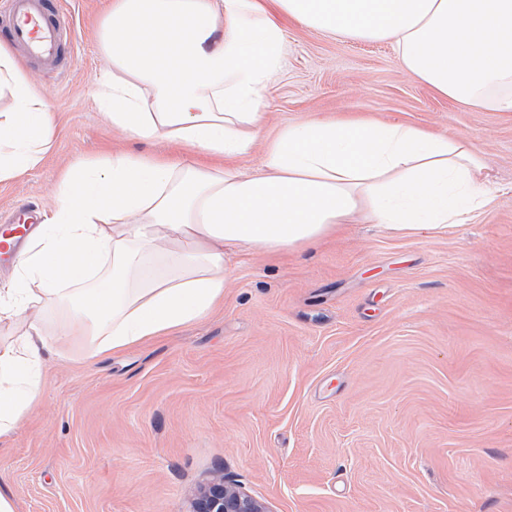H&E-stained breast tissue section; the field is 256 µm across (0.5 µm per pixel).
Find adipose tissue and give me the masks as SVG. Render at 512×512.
I'll return each mask as SVG.
<instances>
[{
	"label": "adipose tissue",
	"instance_id": "obj_1",
	"mask_svg": "<svg viewBox=\"0 0 512 512\" xmlns=\"http://www.w3.org/2000/svg\"><path fill=\"white\" fill-rule=\"evenodd\" d=\"M346 40L391 41L405 72L452 102L512 112V0H112L102 93L129 138L174 146L76 165L15 261L0 322V438L41 393L57 337L90 356L210 315L231 256L301 252L364 219L435 233L494 200L471 135L361 116L309 118L264 137L261 96L282 66L280 17ZM0 181L36 168L53 114L0 43ZM265 140L264 162L235 159Z\"/></svg>",
	"mask_w": 512,
	"mask_h": 512
}]
</instances>
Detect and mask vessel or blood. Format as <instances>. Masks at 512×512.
Segmentation results:
<instances>
[{
	"label": "vessel or blood",
	"mask_w": 512,
	"mask_h": 512,
	"mask_svg": "<svg viewBox=\"0 0 512 512\" xmlns=\"http://www.w3.org/2000/svg\"><path fill=\"white\" fill-rule=\"evenodd\" d=\"M65 21L49 0H11L7 32L10 40L29 57L50 70L67 69L62 30ZM30 223L14 224L0 231V261L17 257Z\"/></svg>",
	"instance_id": "vessel-or-blood-1"
}]
</instances>
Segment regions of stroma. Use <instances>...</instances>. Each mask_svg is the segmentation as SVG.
I'll return each instance as SVG.
<instances>
[{
    "mask_svg": "<svg viewBox=\"0 0 512 512\" xmlns=\"http://www.w3.org/2000/svg\"><path fill=\"white\" fill-rule=\"evenodd\" d=\"M109 3L55 0L69 72L22 63L54 138L0 181V225L20 202L48 212L76 161L168 150L127 138L92 98L111 68ZM286 32L267 134L343 112L471 134L493 204L440 235L366 222L278 259L242 249L208 317L93 359L58 344L0 439L17 512H189L218 478L272 512H512V112L448 102L389 42Z\"/></svg>",
    "mask_w": 512,
    "mask_h": 512,
    "instance_id": "obj_1",
    "label": "stroma"
}]
</instances>
